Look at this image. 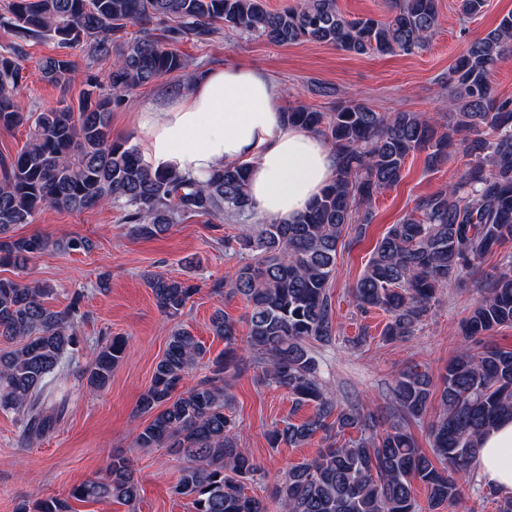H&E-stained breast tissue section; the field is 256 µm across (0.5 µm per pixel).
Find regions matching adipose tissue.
I'll use <instances>...</instances> for the list:
<instances>
[{
	"instance_id": "1",
	"label": "adipose tissue",
	"mask_w": 512,
	"mask_h": 512,
	"mask_svg": "<svg viewBox=\"0 0 512 512\" xmlns=\"http://www.w3.org/2000/svg\"><path fill=\"white\" fill-rule=\"evenodd\" d=\"M283 112L266 72L205 69L187 89L137 109L138 151L152 168L199 179L227 163H249L257 213L272 223L289 222L334 178L337 157L320 138L285 124ZM476 465L487 483L512 495L511 420L484 437Z\"/></svg>"
}]
</instances>
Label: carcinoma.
<instances>
[{
	"mask_svg": "<svg viewBox=\"0 0 512 512\" xmlns=\"http://www.w3.org/2000/svg\"><path fill=\"white\" fill-rule=\"evenodd\" d=\"M486 0H458L465 18L483 12ZM171 22L166 40L149 35L122 37L131 21ZM232 32H257L268 43L314 42L354 55H413L425 49L439 26L438 0H388L383 19H348L337 0H302L278 11L265 0H12L0 28L13 37L0 51V127L29 125L28 139L0 162V266L23 267L55 246L49 237L10 235L43 208L81 211L115 207L130 233L157 238L175 224L198 217L251 222L240 235L224 238V251L244 256L216 294L247 302L248 335L218 311L214 333L224 353L195 386L183 381L204 347L180 326L168 338L151 384L134 417L139 448H175L187 459L173 487L190 500L192 512H269L266 502L246 493L259 467L238 438L225 383L246 369L285 390L296 407H313L305 419L281 420L267 431L272 448L300 447L322 434L326 446L291 465L274 484L278 512H440L470 488L471 465L482 437L512 419V348L486 340L512 327V256L486 277L481 298L463 325L465 343L439 379L414 365L390 386L397 413L385 420L367 404H338L319 378L313 344L336 341L331 299L336 256L345 236L360 241L371 223L380 190L397 185L406 160L424 155L435 170L457 146L469 157L460 180L420 196L377 241L352 288L358 309L388 316L382 340L415 335L441 289L460 284L484 260L512 241V99L495 95L490 77L512 55V13L471 42L448 68V93L456 111L446 121L425 112H377L350 96L330 112L304 105L285 111L288 124L321 137L336 152L334 180L293 222L257 218L247 193L249 166L223 165L204 180L153 170L136 147L112 138L109 118L138 88L173 76L188 86L194 73L176 48L186 37L209 39L215 23ZM51 40L79 49L109 65L106 89L91 78L92 90L77 108L69 105L28 111L18 93L24 79L25 46ZM48 82H70L75 62L67 53L39 64ZM158 309L176 319L198 286L162 273L146 277ZM52 289L22 279L0 278V409L11 411L27 445L63 419L66 402L47 390L63 362L79 352L80 296L61 311L45 306ZM126 341L114 336L94 350L85 369L87 384L101 389L122 360ZM432 454L418 448L409 424L429 410ZM356 432L349 438L345 434ZM427 492V508L414 484ZM115 500L137 512L140 486L124 458H114L65 497L24 501L17 512H72L70 501Z\"/></svg>",
	"mask_w": 512,
	"mask_h": 512,
	"instance_id": "cac0c4a2",
	"label": "carcinoma"
}]
</instances>
